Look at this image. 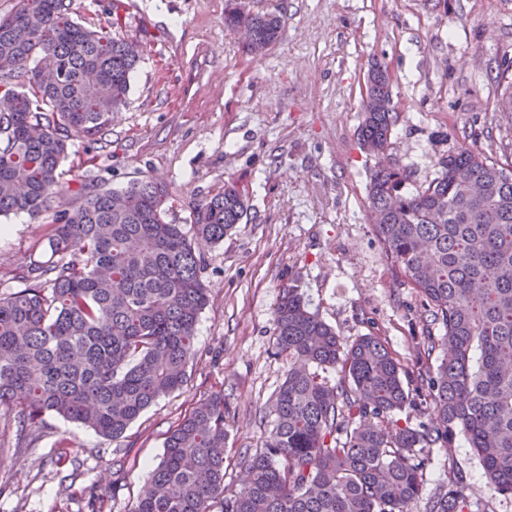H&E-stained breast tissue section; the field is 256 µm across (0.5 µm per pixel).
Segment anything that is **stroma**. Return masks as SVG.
<instances>
[{
	"label": "stroma",
	"instance_id": "stroma-1",
	"mask_svg": "<svg viewBox=\"0 0 512 512\" xmlns=\"http://www.w3.org/2000/svg\"><path fill=\"white\" fill-rule=\"evenodd\" d=\"M124 2H74L79 22L115 27L139 44L141 61L127 107L101 139L76 140L65 169L111 190L143 176L162 181L167 217L180 224L228 180L248 210L223 241L199 246L210 297L183 388L112 442L51 415L20 439L0 414V512H131L171 427L219 392L225 483L238 488L241 459L262 448L287 368L275 354L274 314L288 284L344 341L373 334L410 371L435 369L440 352L421 355L418 344L443 330L367 222L370 175L386 160L409 173L413 191L462 147L512 162V119L498 110L512 80V0H246L283 17L260 55L225 27L226 0ZM374 63L391 75L396 112L381 158L358 139ZM51 230L43 217L0 216V293L21 287ZM431 458L410 512H425L452 474L467 486L468 512H512L463 436Z\"/></svg>",
	"mask_w": 512,
	"mask_h": 512
}]
</instances>
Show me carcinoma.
<instances>
[{
  "label": "carcinoma",
  "mask_w": 512,
  "mask_h": 512,
  "mask_svg": "<svg viewBox=\"0 0 512 512\" xmlns=\"http://www.w3.org/2000/svg\"><path fill=\"white\" fill-rule=\"evenodd\" d=\"M276 42L282 16L239 11ZM73 0H16L0 16V215L52 214L55 228L22 276L0 294V408L19 434L48 414L117 440L160 398L183 388L196 324L208 303L201 258L184 225L166 220V186L145 177L117 193L64 184L70 137L93 138L126 107L139 63L133 47L72 18ZM388 70L368 71L361 145L386 152L393 110ZM427 186L379 163L367 217L393 267L431 308L444 335L433 371L410 377L380 337L347 344L309 309L296 285L280 292L275 348L288 361L272 395V429L243 457L247 476L225 494L224 395L200 401L169 432L134 512H407L422 497L430 449L460 431L489 489L512 498V165L468 148L439 162ZM80 204L70 209L65 197ZM247 214L232 182L194 207L195 236L220 242ZM338 374L330 383L326 373ZM408 406L430 423H401ZM466 485L451 479L429 512H464Z\"/></svg>",
  "instance_id": "obj_1"
}]
</instances>
